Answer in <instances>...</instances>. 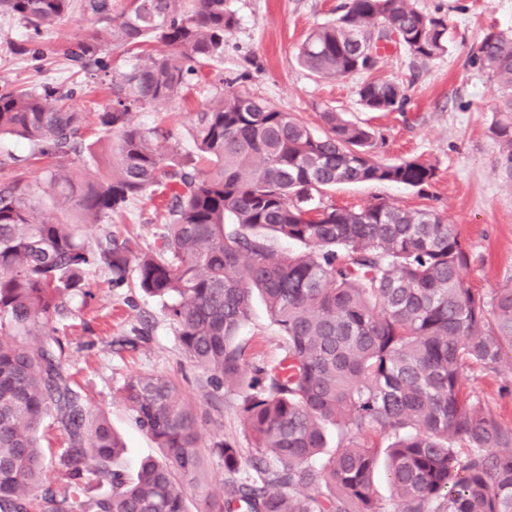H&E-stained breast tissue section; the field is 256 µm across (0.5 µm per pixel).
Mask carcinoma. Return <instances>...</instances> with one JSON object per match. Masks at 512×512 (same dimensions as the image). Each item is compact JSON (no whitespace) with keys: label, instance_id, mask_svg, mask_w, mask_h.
<instances>
[{"label":"carcinoma","instance_id":"carcinoma-1","mask_svg":"<svg viewBox=\"0 0 512 512\" xmlns=\"http://www.w3.org/2000/svg\"><path fill=\"white\" fill-rule=\"evenodd\" d=\"M75 9L102 23L63 56L83 71L97 67L111 88L96 114L103 136L86 142L85 114L53 86L0 89V139L58 159L45 191L77 216L42 218L21 159L3 155L0 170L13 174L0 181V512H189L201 433L176 382L135 375L117 390L162 450L130 478L114 466L123 444L109 419L91 411L63 370L53 323L92 265L109 270L114 288L136 271L137 287L163 301L189 360L215 390L242 397L252 455L216 443L223 494L204 496L201 512H512V425L462 389L467 373L496 372L512 352V287L490 295L470 288L465 241L433 210L324 200L338 184L422 187L435 166L378 160L372 130L332 108L315 133L230 87L197 112L194 151L166 156L156 143L171 130H144L130 113L180 97L191 76L208 79L238 24L230 0H0V13L36 33ZM391 32L394 49L415 59L448 51L447 20L416 0H350L335 22L308 34L298 59L320 78L372 71ZM154 42L168 54L116 75L100 60ZM472 64L508 93L488 133L499 145L498 174L511 184L512 34L489 29ZM408 91L370 80L357 95L369 112H402ZM85 152L107 154L109 165L66 167ZM144 195L162 202L154 249L140 253L115 230L88 241L85 225L112 223ZM276 241L310 251H277ZM255 292L283 340L270 368L249 367L235 344ZM48 417L63 437L56 488L43 480ZM330 426L340 442L327 453ZM370 432L390 439L391 507L374 488L378 448L352 440Z\"/></svg>","mask_w":512,"mask_h":512}]
</instances>
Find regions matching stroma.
<instances>
[{
    "instance_id": "obj_1",
    "label": "stroma",
    "mask_w": 512,
    "mask_h": 512,
    "mask_svg": "<svg viewBox=\"0 0 512 512\" xmlns=\"http://www.w3.org/2000/svg\"><path fill=\"white\" fill-rule=\"evenodd\" d=\"M344 0H231L239 23L224 37V59L216 69L235 89L266 99L312 129L322 127L325 108L372 127L374 151L384 161L419 158L436 165L430 185H339L325 199L340 207L360 208L385 200L405 209H432L456 225L469 249L468 284L489 294L512 286V186L498 175L499 147L487 128L501 97L486 71L473 65L489 27L512 33V0H417L424 13L447 18L449 50L423 62L401 50L392 51L375 70L346 78L322 79L303 68L296 48L318 24L336 20ZM97 22L75 12L55 28L37 34L18 18L0 14V85L38 87L44 84L73 91L71 104L88 113L102 111L111 93L98 79L78 72L58 56L62 47L82 39ZM374 79L409 82L410 102L402 112H368L358 101L357 87ZM214 86L195 85L185 99L134 110L132 121L144 128L165 121L172 138L162 152L192 149L191 119L203 100L216 96ZM0 147L23 161L28 182L43 215L58 217L61 209L44 190L50 159L26 143L0 141ZM157 200L139 197L128 207L121 229L138 249L153 247L160 225ZM86 278L90 295L76 294L54 325L64 347V371L87 394L92 409L103 410L124 439L117 463L135 475L146 458L161 455L154 441L133 423L116 391L131 376L160 374L175 380L195 406L203 433L202 468L188 506L196 512L202 496L220 494L224 468L213 451L224 439L251 455L237 393L213 391L209 375L184 354L175 326L162 302L136 287L112 289L105 269L93 268ZM141 330L145 342L137 350L123 345L124 336ZM238 344L248 364L273 366L282 357V339L261 300H253ZM512 383V354L497 374H468L462 386L489 400L498 418L512 424V394L498 387Z\"/></svg>"
}]
</instances>
